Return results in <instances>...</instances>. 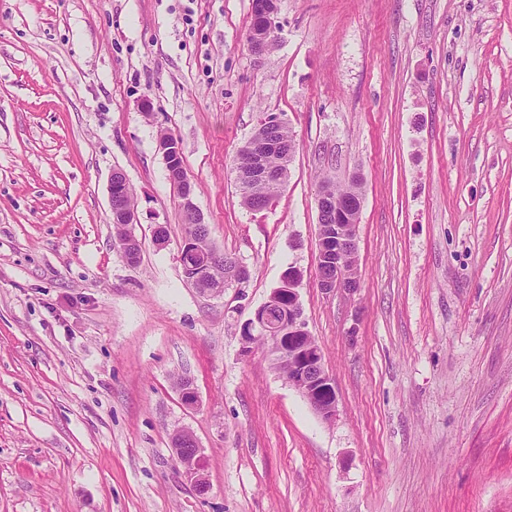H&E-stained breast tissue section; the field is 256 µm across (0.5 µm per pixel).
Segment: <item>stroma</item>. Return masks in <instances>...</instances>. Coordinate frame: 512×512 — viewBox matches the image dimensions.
Wrapping results in <instances>:
<instances>
[{
  "instance_id": "35a3bbf8",
  "label": "stroma",
  "mask_w": 512,
  "mask_h": 512,
  "mask_svg": "<svg viewBox=\"0 0 512 512\" xmlns=\"http://www.w3.org/2000/svg\"><path fill=\"white\" fill-rule=\"evenodd\" d=\"M275 23L256 55L252 0H0V512H512V0H279ZM272 113L297 151L255 212L235 164ZM163 130L243 287L187 282ZM355 174L360 287L327 292L317 192ZM291 267L329 422L243 349ZM127 179L123 172L114 171L109 184V205L111 220L116 224H137V209L126 195ZM193 445L195 448H183L184 445ZM176 460L183 468L185 474L200 490H207L203 457L193 433L181 432L177 434L172 444Z\"/></svg>"
}]
</instances>
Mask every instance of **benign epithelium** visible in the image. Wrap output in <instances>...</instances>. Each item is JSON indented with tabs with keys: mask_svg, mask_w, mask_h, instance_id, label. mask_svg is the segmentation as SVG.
<instances>
[{
	"mask_svg": "<svg viewBox=\"0 0 512 512\" xmlns=\"http://www.w3.org/2000/svg\"><path fill=\"white\" fill-rule=\"evenodd\" d=\"M274 32V14L264 17L263 27L250 32L248 46L255 54L268 51V44ZM274 120L273 115L265 116L263 125L257 126L254 135L244 144L243 151L254 157V166L248 173L238 172L240 181L247 184L253 182H284L288 170L271 169L265 162L266 156L277 144L264 138L262 126ZM167 177L180 200L184 218L188 224H200L202 218L192 201L194 185L188 177L181 159V149L177 139L159 138ZM127 179L123 172L112 173L109 184V205L112 223L116 224L117 233L125 231V225L137 223V209L126 195ZM330 210L338 218V222L326 227L319 226V263L336 268V276L322 278L320 288L325 291L340 289L353 293L360 285L356 267L357 229L356 216L344 207L342 198L334 190L325 188L318 196V211ZM288 287L275 288L271 292L266 305L272 307L285 298L288 300V320L269 325L265 320L254 317L241 327V339L245 345L259 339L261 344L269 345L276 366L288 364V383L295 387L307 400L312 409L326 421L336 416L337 396L334 380L325 368L324 355L307 328L302 316V307L298 286L300 273L292 268L286 274ZM173 453L185 474L200 490L207 489L203 457L194 435L188 432L177 434L173 440Z\"/></svg>",
	"mask_w": 512,
	"mask_h": 512,
	"instance_id": "1",
	"label": "benign epithelium"
}]
</instances>
